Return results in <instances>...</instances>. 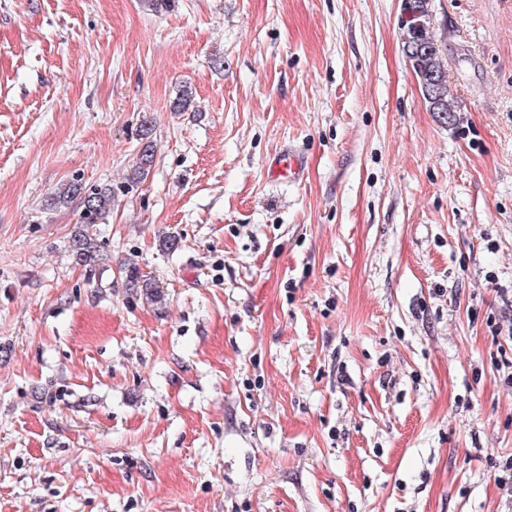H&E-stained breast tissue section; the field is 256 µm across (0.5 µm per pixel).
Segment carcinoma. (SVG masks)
I'll return each mask as SVG.
<instances>
[{
    "mask_svg": "<svg viewBox=\"0 0 512 512\" xmlns=\"http://www.w3.org/2000/svg\"><path fill=\"white\" fill-rule=\"evenodd\" d=\"M404 9L425 16V26L416 28L405 23L401 25V30L403 52L417 78L421 93L428 92L432 87L437 88V94L426 100L429 110L445 113L457 111L456 102L448 90V70L442 44L429 32L432 16L430 0H405ZM154 165L155 151L148 144L134 160L127 178L128 186L134 188L142 184ZM76 201L83 203L84 207L82 228L72 238L73 256L79 264L94 266L103 260V254L95 235L89 232V227L104 223L112 209V188L107 185L88 187L81 178L75 176L60 185L51 196L50 205L55 208H68ZM127 273L130 287L141 289L145 298L151 302L161 301V295L155 291L149 280L142 278L135 265H128Z\"/></svg>",
    "mask_w": 512,
    "mask_h": 512,
    "instance_id": "cac0c4a2",
    "label": "carcinoma"
}]
</instances>
